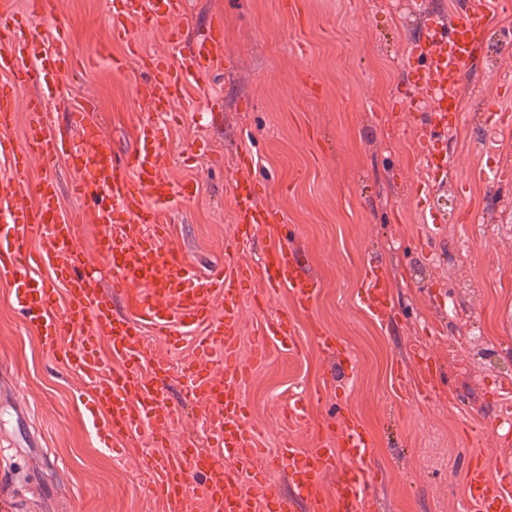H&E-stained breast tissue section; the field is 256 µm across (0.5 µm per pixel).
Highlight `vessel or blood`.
<instances>
[{
  "label": "vessel or blood",
  "mask_w": 512,
  "mask_h": 512,
  "mask_svg": "<svg viewBox=\"0 0 512 512\" xmlns=\"http://www.w3.org/2000/svg\"><path fill=\"white\" fill-rule=\"evenodd\" d=\"M53 0H27L25 13H17L11 0H0V24L18 25L23 17H47ZM184 12V0H112V37L125 43L131 56L140 58L149 77L139 93L150 111L169 114L188 83L204 84L219 62L226 60L224 24L212 18L179 64L145 54L143 36L166 30L173 45H181L182 30L174 26ZM496 15L477 0H456L448 19L427 20L425 34L416 44L409 65L415 86L433 91L434 107L417 113L421 136L417 156L433 159L436 144L456 120L458 88L466 67L484 44ZM73 54L68 41L58 38L53 48L32 34L13 36L0 46V159L10 165L8 188L12 200L0 209V275L10 278L17 304L46 347H54L61 330H68L67 358L91 386L93 425L107 437L136 439L149 434L157 452L136 449L151 476V491L162 499L165 512H322L332 499L335 512H371L378 476L372 468L371 448L359 426L339 417L335 443L302 455L285 448L272 455L266 470L255 464L258 437L246 421L245 389L248 368L239 361L243 297L252 290L289 289L292 309L264 317L254 332V361H261L269 345L288 356L302 349L297 314L308 312L319 294V280L302 271L296 252L286 242L271 245L259 263L240 260L239 252L256 233L271 223L262 202L261 185L235 176L228 183L229 201L237 224L233 244L225 249L223 266L200 274L182 255L166 245L167 230L160 223L161 209L190 200L194 187L163 176L159 164L164 153L162 125L144 122L134 150L125 159L113 155L103 131L88 109L69 114L77 138L58 134L50 121L45 98L21 100L24 87L46 83L68 70ZM25 103L28 121L22 139L11 133L18 103ZM38 159L44 176L35 185L34 201H27L30 161ZM75 170L74 195L92 205L90 218L105 224L98 250L114 270L110 289L97 276L84 273L80 227L86 217L62 210L52 177L59 164ZM40 235L39 248L29 239ZM47 266L51 282L34 277ZM63 285L66 300L62 317H55L54 285ZM130 302L133 314L122 317L112 307L113 297ZM223 299L215 308V299ZM358 300L379 322L394 315L392 285L381 261L367 265ZM202 328L196 357L180 369L153 357L142 341L145 330L177 345L174 327ZM125 363L123 371L108 370L100 357L101 345ZM224 350V371L215 373L210 355ZM187 384L191 400L209 408L202 424L213 448L187 445L166 452L170 435L181 422V412L170 405L163 385L171 377ZM337 471L336 489L326 492L322 477ZM285 472L287 487L253 497L244 484L263 485L267 472ZM202 476L192 484V476ZM461 497L471 512H512V472L490 477L485 468L470 469Z\"/></svg>",
  "instance_id": "b4317fda"
}]
</instances>
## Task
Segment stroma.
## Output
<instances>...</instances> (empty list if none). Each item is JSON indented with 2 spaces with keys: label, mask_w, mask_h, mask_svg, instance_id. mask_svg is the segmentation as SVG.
Segmentation results:
<instances>
[{
  "label": "stroma",
  "mask_w": 512,
  "mask_h": 512,
  "mask_svg": "<svg viewBox=\"0 0 512 512\" xmlns=\"http://www.w3.org/2000/svg\"><path fill=\"white\" fill-rule=\"evenodd\" d=\"M400 0H186L185 41L211 17L224 22L231 68L216 67L203 86L173 104L164 174L196 183L188 203L170 208L168 247L200 272L224 263L236 235L230 177L262 180L263 202L277 217L240 253L258 261L279 239L301 255L321 282L309 314L299 317L296 357L269 349L246 387L247 421L267 453L292 441L310 453L336 430V414L358 421L379 476L377 512H465L460 497L468 463L489 475L512 463V433L495 430L500 396L512 392V190L470 179L477 166L512 169V128L485 120L488 104L512 110V77L492 75L482 61L466 69L460 119L440 147L454 181L467 184L468 214L440 230L437 256L425 258L428 231L416 188L421 181L411 112L422 91L403 63L421 35L426 13L448 14L453 0H423L424 13L403 20ZM112 0H54L52 17L32 23L54 46L62 21L77 66L61 82L66 100L52 109L68 133L70 108L90 103L116 157L134 147L151 113L138 94L148 74L137 60L114 70L124 48L110 34ZM495 131L494 152L477 143ZM249 168L238 169L241 152ZM471 257L457 252L460 240ZM380 255L393 283L395 319L383 325L358 302L365 266ZM282 290L255 306L245 297L239 357L249 363L260 318L291 306ZM337 339L355 373L336 389V358L313 342L314 330ZM432 360L438 387L428 401L393 397L391 371L414 381L416 346ZM68 336L46 348L13 304L0 277V499L15 512H164L138 462L121 455L127 440H104L86 425L90 390L65 353ZM303 389L305 415L288 418V399ZM183 408L169 442L210 447L194 420L204 404L187 399L183 380L165 388Z\"/></svg>",
  "instance_id": "stroma-1"
}]
</instances>
